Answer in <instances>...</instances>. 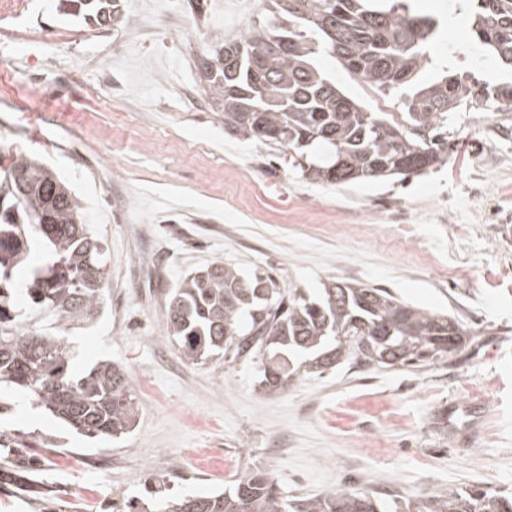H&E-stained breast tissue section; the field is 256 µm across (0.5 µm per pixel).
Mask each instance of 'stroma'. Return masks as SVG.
Masks as SVG:
<instances>
[{"instance_id": "stroma-1", "label": "stroma", "mask_w": 512, "mask_h": 512, "mask_svg": "<svg viewBox=\"0 0 512 512\" xmlns=\"http://www.w3.org/2000/svg\"><path fill=\"white\" fill-rule=\"evenodd\" d=\"M412 6L441 23L436 63L491 85L512 81L474 44L467 0ZM263 8L204 0L195 13L172 0H123L124 26L69 50L0 36V163L40 155L105 239L104 306L72 332V366L109 359L154 393L131 433L109 442L0 393V431L23 438L37 468L31 492L0 490V512H39L37 500L70 490L138 508L154 491L231 485L194 463L197 448L246 455L289 495L345 483L416 499L467 486L512 493V110L449 113L448 158L421 176L313 183L285 149L225 135L195 68L208 38L242 34ZM51 60L67 80L30 101L28 77ZM318 63L372 111L398 114L395 95L354 82L327 55ZM187 95L195 111H183ZM217 259L286 289L384 288L459 317L478 343L420 371L350 360L268 395L253 365L192 364L167 339V292ZM100 463L111 481L99 480Z\"/></svg>"}]
</instances>
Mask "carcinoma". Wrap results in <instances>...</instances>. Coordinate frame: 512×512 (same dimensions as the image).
I'll list each match as a JSON object with an SVG mask.
<instances>
[{"instance_id": "1", "label": "carcinoma", "mask_w": 512, "mask_h": 512, "mask_svg": "<svg viewBox=\"0 0 512 512\" xmlns=\"http://www.w3.org/2000/svg\"><path fill=\"white\" fill-rule=\"evenodd\" d=\"M100 29L124 23L121 0H63ZM262 20L238 37L217 38L197 59L200 80L224 133L273 143L319 184L417 176L445 162L448 113L512 108V83L490 86L448 67L427 80L439 22L406 0H268ZM472 38L512 69V0H469ZM324 53L350 78L397 95L403 121L372 112L314 63ZM71 188L21 153L0 172V385L29 395L79 434L109 440L131 431L139 401L128 372L99 361L73 374L62 336L20 330L8 304L13 275L38 235L50 261L33 274L26 302L55 322L84 324L105 288L103 242L82 220ZM166 330L190 362L217 356L255 365L276 393L302 374L322 375L343 359L386 369L424 368L475 343L458 318L412 305L385 288L336 281L313 295L282 291L268 274L215 262L183 278L165 299ZM32 472L23 457L0 470L17 489ZM163 512H512V493L448 488L418 502L338 485L288 497L259 467L224 492L161 502Z\"/></svg>"}]
</instances>
